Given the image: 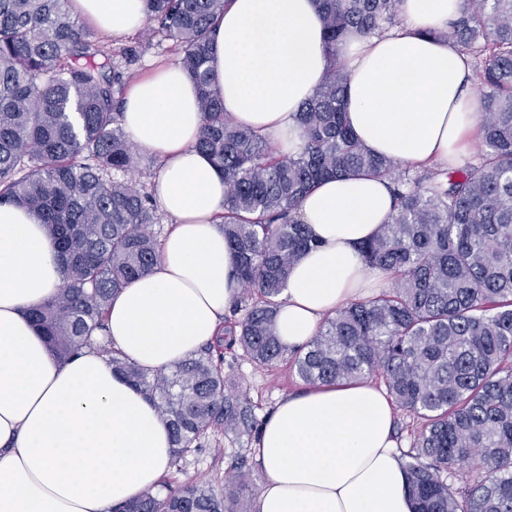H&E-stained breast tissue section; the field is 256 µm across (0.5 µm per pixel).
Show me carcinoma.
<instances>
[{"instance_id": "carcinoma-1", "label": "carcinoma", "mask_w": 512, "mask_h": 512, "mask_svg": "<svg viewBox=\"0 0 512 512\" xmlns=\"http://www.w3.org/2000/svg\"><path fill=\"white\" fill-rule=\"evenodd\" d=\"M225 0H146V21L175 42L198 87L197 149L224 175L220 229L241 285L223 333L149 374L106 344L104 314L153 272L159 222L129 176L142 156L121 123L125 72L73 16L69 0H0V205L35 214L65 274L29 317L66 361L85 347L109 357L168 423L172 465L218 433L260 434L247 398L224 393V351L268 366L290 356L308 385L381 377L419 430L401 452L414 512H512V0H463L448 39L481 66L478 162L412 175L367 149L346 121L342 67L331 61L298 121L305 143L276 157L268 140L224 117L209 66ZM331 56L353 32L381 34L402 0H316ZM390 181L393 214L360 247L392 289L326 317L300 349L280 341L279 297L316 240L297 206L318 181L356 172ZM245 485L165 486L112 512H242Z\"/></svg>"}]
</instances>
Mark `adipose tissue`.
<instances>
[{
	"mask_svg": "<svg viewBox=\"0 0 512 512\" xmlns=\"http://www.w3.org/2000/svg\"><path fill=\"white\" fill-rule=\"evenodd\" d=\"M108 36L139 32L144 0H71ZM462 0H404L401 23L352 34L339 61L351 130L402 165L456 164L479 125V86L441 38ZM330 65L315 0H229L215 25L213 86L224 115L266 136L277 155L303 144L301 105ZM122 125L162 161L153 194L171 224L151 275L112 301L106 336L150 373L214 338L239 285L219 229L224 176L196 142L202 126L193 80L163 65L133 83ZM393 208L389 181L360 173L324 179L299 202L318 242L291 271L276 324L296 349L323 319L379 279L361 258ZM64 273L38 218L0 206V512H111L156 489L172 443L152 402L92 348L60 361L28 316ZM394 405L361 380L283 398L253 448L266 474L258 512H413L395 450Z\"/></svg>",
	"mask_w": 512,
	"mask_h": 512,
	"instance_id": "adipose-tissue-1",
	"label": "adipose tissue"
}]
</instances>
